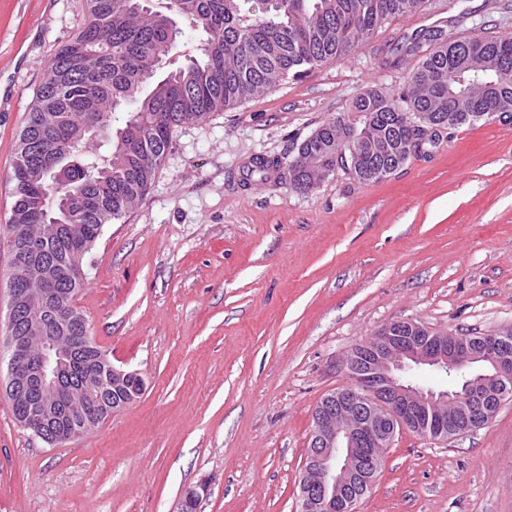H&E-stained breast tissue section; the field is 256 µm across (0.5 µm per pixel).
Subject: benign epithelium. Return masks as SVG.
<instances>
[{
    "mask_svg": "<svg viewBox=\"0 0 512 512\" xmlns=\"http://www.w3.org/2000/svg\"><path fill=\"white\" fill-rule=\"evenodd\" d=\"M25 303L31 317L26 328L42 323L36 300L10 295L9 310ZM26 337L5 336L4 387L27 405V427L62 419L71 422L69 442L95 425L78 420L45 392L59 387L71 354L61 351L53 336L42 337L37 355L20 363L15 355ZM486 363L492 373L470 377L464 390L435 391L407 379L408 373L434 368L469 372ZM351 383L327 394L312 414L308 448L299 482V512H357L383 465V452L396 433L409 431L432 441H452L488 424L503 403L512 399V332L478 337L448 333L415 321L391 323L355 346L342 360Z\"/></svg>",
    "mask_w": 512,
    "mask_h": 512,
    "instance_id": "benign-epithelium-1",
    "label": "benign epithelium"
}]
</instances>
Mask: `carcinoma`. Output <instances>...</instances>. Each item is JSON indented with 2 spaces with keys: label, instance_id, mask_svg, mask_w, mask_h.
Wrapping results in <instances>:
<instances>
[{
  "label": "carcinoma",
  "instance_id": "cac0c4a2",
  "mask_svg": "<svg viewBox=\"0 0 512 512\" xmlns=\"http://www.w3.org/2000/svg\"><path fill=\"white\" fill-rule=\"evenodd\" d=\"M251 9L249 0H83L85 21L59 48L36 90L18 138L12 167L9 265L52 268L57 293L44 299L46 334L69 340L75 352L68 366L62 401L88 377L110 375L90 326L74 306L84 285L83 261L105 225L121 219L149 190L175 131L264 94L293 78L349 56L360 40L389 20L408 16L423 0H268ZM180 19L200 37L197 55L155 79L159 59L178 43L170 41L164 16ZM434 45L410 77V89L397 96L369 89L353 102L358 121L342 116L322 124L288 160V186L308 191L339 169L349 179L377 182L376 172L393 159L404 165L433 150L442 133L484 117L512 116V38L481 36L470 54H456L442 29L415 36L404 52ZM93 107L105 122L99 134L107 146L68 145L70 135ZM126 112L117 117V110ZM122 126L115 127V123ZM279 166L253 160L249 178L262 183ZM73 200L68 211L54 206L31 220L44 199ZM28 310L8 320L12 335H23ZM144 390L130 373L118 388L108 380L85 414L101 420L112 401L127 403Z\"/></svg>",
  "mask_w": 512,
  "mask_h": 512
}]
</instances>
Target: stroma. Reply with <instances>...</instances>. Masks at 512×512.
Returning a JSON list of instances; mask_svg holds the SVG:
<instances>
[{
	"label": "stroma",
	"instance_id": "35a3bbf8",
	"mask_svg": "<svg viewBox=\"0 0 512 512\" xmlns=\"http://www.w3.org/2000/svg\"><path fill=\"white\" fill-rule=\"evenodd\" d=\"M83 24V0H0V240L17 138L43 74ZM440 26L512 37V0H424L344 60L180 127L148 193L105 225L75 298L144 393L79 439L49 446L0 391V512H296L311 415L349 385L345 356L413 320L481 336L512 329V119L450 131L430 157L314 189L285 163L370 88L407 91L396 45ZM357 512H512V402L451 442L397 433Z\"/></svg>",
	"mask_w": 512,
	"mask_h": 512
}]
</instances>
